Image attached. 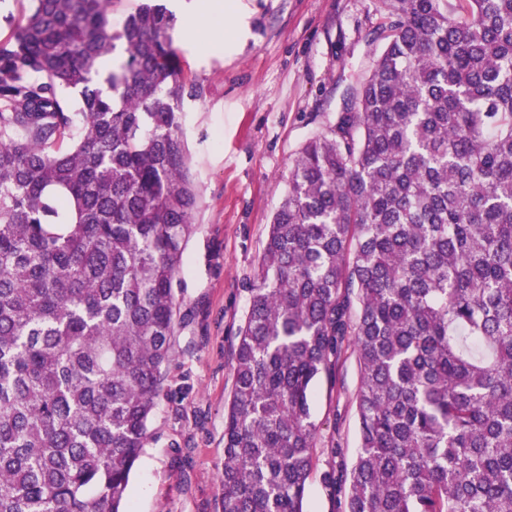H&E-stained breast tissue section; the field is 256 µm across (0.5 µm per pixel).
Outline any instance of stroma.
Returning <instances> with one entry per match:
<instances>
[{"instance_id":"obj_1","label":"stroma","mask_w":512,"mask_h":512,"mask_svg":"<svg viewBox=\"0 0 512 512\" xmlns=\"http://www.w3.org/2000/svg\"><path fill=\"white\" fill-rule=\"evenodd\" d=\"M224 40L173 37L199 96L184 100L190 171L199 192L174 288L175 335L150 436L131 473L132 512H222L224 410L247 289L292 161L341 112L382 43L379 0H231ZM360 369L345 349L335 378L320 377L305 512H341L326 471L355 458Z\"/></svg>"}]
</instances>
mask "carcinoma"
I'll return each mask as SVG.
<instances>
[{
    "label": "carcinoma",
    "instance_id": "carcinoma-1",
    "mask_svg": "<svg viewBox=\"0 0 512 512\" xmlns=\"http://www.w3.org/2000/svg\"><path fill=\"white\" fill-rule=\"evenodd\" d=\"M30 2L0 40V512H130L197 206L176 20ZM381 4L257 260L223 512H304L313 382L350 343L342 512H512V0Z\"/></svg>",
    "mask_w": 512,
    "mask_h": 512
}]
</instances>
